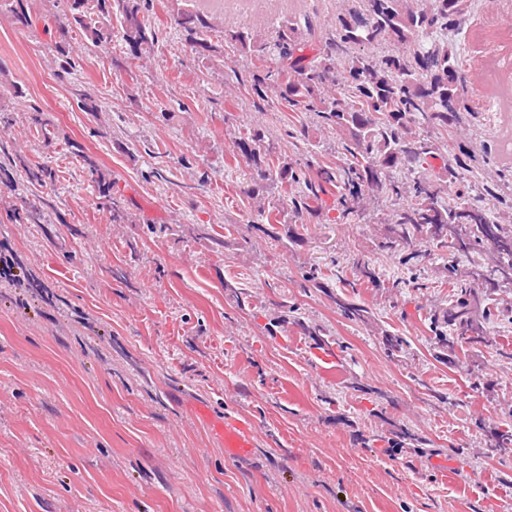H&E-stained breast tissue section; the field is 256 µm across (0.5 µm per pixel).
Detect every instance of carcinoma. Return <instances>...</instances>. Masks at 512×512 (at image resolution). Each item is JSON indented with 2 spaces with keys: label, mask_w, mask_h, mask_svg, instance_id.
Instances as JSON below:
<instances>
[{
  "label": "carcinoma",
  "mask_w": 512,
  "mask_h": 512,
  "mask_svg": "<svg viewBox=\"0 0 512 512\" xmlns=\"http://www.w3.org/2000/svg\"><path fill=\"white\" fill-rule=\"evenodd\" d=\"M66 25L59 27L51 45L56 57L67 61L68 29L76 27L92 46L112 39L111 18L120 24L119 35L129 59L127 66L149 56L157 33L150 19L151 0H96L91 16L89 0H66ZM169 13L181 28L205 71L224 66L220 40L254 67L249 91L263 99L275 94L290 106H303L345 136L357 161L345 167L326 164L305 184L306 192L295 207L314 209L321 196L334 190L345 213L381 196L406 204L389 216L385 247L425 242L451 254L485 251L487 266L479 274L485 288L512 285V217L497 220L473 203L450 204L448 164L424 174L434 157L426 134H440L460 123L466 110L461 65L445 32L459 26L469 11V0H342L336 21L328 30V50L313 54V26L292 14L281 16L274 36L267 38L251 26L224 28L219 0L209 9H189L188 0H166ZM389 44L393 49L375 55L369 49ZM344 66V93L328 95L338 66ZM276 143L259 127H251L233 144L231 160L248 169L246 194L258 215L269 224L286 220L288 189L300 176L283 159L275 167ZM27 180L51 186L56 173L44 164L21 163ZM412 173L403 182L389 173ZM484 298L462 287L442 318L430 321L436 344L452 347L463 340L484 336ZM490 445L512 448V425L487 436Z\"/></svg>",
  "instance_id": "1"
}]
</instances>
